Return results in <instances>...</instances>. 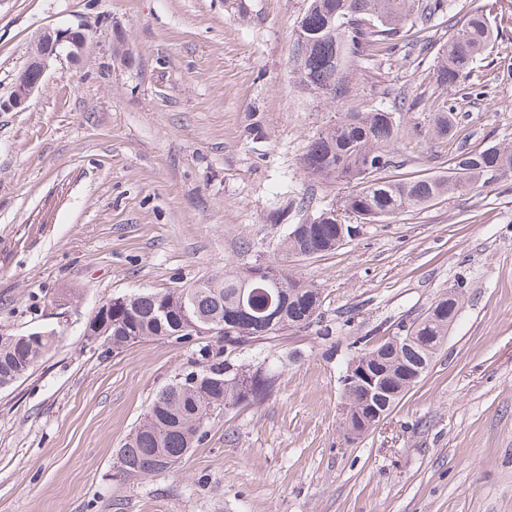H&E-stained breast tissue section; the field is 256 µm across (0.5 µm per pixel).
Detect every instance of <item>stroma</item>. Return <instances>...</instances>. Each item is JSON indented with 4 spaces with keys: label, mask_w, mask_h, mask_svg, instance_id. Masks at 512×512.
Listing matches in <instances>:
<instances>
[{
    "label": "stroma",
    "mask_w": 512,
    "mask_h": 512,
    "mask_svg": "<svg viewBox=\"0 0 512 512\" xmlns=\"http://www.w3.org/2000/svg\"><path fill=\"white\" fill-rule=\"evenodd\" d=\"M501 4L500 39L460 85L414 79L400 50L360 76L365 105L440 97L463 117L453 139L431 141L429 109L408 113L416 131L387 176L439 174L460 148L512 145V0ZM304 7L0 0L2 98L41 32L86 37L26 109L0 111V331L60 334L0 389V512H512V178L289 258L322 289L330 338L290 331L238 351V363L276 366L269 396L215 418L170 469L118 474V448L192 348L102 353L83 338L92 311L277 258L300 198L316 211L349 191L302 166L329 117L291 73ZM460 286L465 304L427 375L375 431L345 441L339 377L353 341L393 332ZM64 288L69 303L54 305Z\"/></svg>",
    "instance_id": "stroma-1"
}]
</instances>
